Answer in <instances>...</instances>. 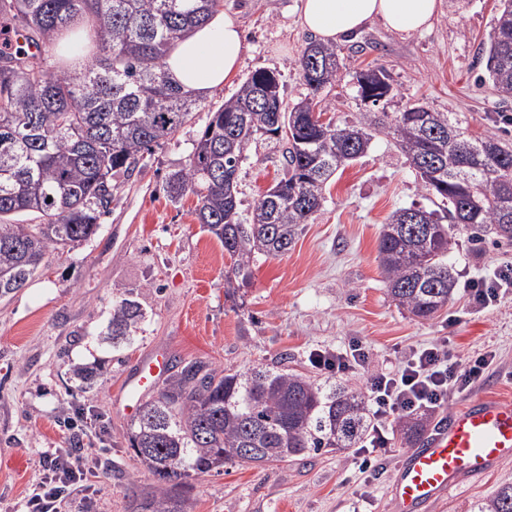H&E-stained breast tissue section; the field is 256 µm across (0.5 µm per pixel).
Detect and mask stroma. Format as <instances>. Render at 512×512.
Listing matches in <instances>:
<instances>
[{"mask_svg": "<svg viewBox=\"0 0 512 512\" xmlns=\"http://www.w3.org/2000/svg\"><path fill=\"white\" fill-rule=\"evenodd\" d=\"M499 0H442L432 27L409 36L378 23L339 44L343 68L327 105L336 123L361 113L396 114L415 104L460 119L469 132L512 143V98L488 81L481 50L489 43ZM298 0H224L244 36L231 82L202 99L193 120L119 179L97 236L72 253L50 252L27 285L0 299V512H26L25 503L48 474V455L79 448L95 475L79 484L68 512H132L154 492L153 477L128 449L126 432L143 396L126 387L142 362L168 356L176 374L201 361L211 369L263 365L319 383L336 375L314 368L311 352L361 343L367 370L345 376L369 390V375L392 372L409 350L444 341L454 362L484 352L495 364L446 409L424 416L432 432L469 400L494 395L512 401V293L487 308L474 305L466 280L512 264V242L486 235L472 244L453 228L449 261L458 284L435 318L409 315L390 298L381 273L378 238L400 207L432 209V197L396 147L378 134L369 150L323 190L321 209L282 256L256 255L245 276L227 285L231 259L195 215L197 198H171L166 180L187 168L211 111L236 93L252 71L282 76L285 103L307 93L298 60L310 34L297 22ZM387 71L391 94L378 106L361 100L356 71ZM287 140L256 137L238 171V200L249 216L262 193L283 177ZM128 298L142 317L129 340L113 343L112 307ZM95 371L90 389L77 373ZM388 448L308 452L266 466L228 463L196 477L186 512H394L391 486L413 444L400 428ZM371 469H363L364 460ZM512 483V458L480 480L455 485L428 512H471L478 500Z\"/></svg>", "mask_w": 512, "mask_h": 512, "instance_id": "35a3bbf8", "label": "stroma"}]
</instances>
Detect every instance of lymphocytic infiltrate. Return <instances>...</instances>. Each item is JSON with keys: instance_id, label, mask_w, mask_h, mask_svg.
Returning a JSON list of instances; mask_svg holds the SVG:
<instances>
[{"instance_id": "1", "label": "lymphocytic infiltrate", "mask_w": 512, "mask_h": 512, "mask_svg": "<svg viewBox=\"0 0 512 512\" xmlns=\"http://www.w3.org/2000/svg\"><path fill=\"white\" fill-rule=\"evenodd\" d=\"M494 354L484 353L466 366L453 363L446 344L411 350L400 369L370 378L372 427L365 438L372 448L389 445L390 423L419 411L442 408L453 393L469 391L490 369ZM51 472L28 501V512H59L72 486L86 478L89 469L73 448H58L50 455Z\"/></svg>"}]
</instances>
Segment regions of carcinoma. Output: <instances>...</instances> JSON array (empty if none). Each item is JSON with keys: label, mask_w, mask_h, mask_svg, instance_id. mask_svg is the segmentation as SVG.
Listing matches in <instances>:
<instances>
[{"label": "carcinoma", "mask_w": 512, "mask_h": 512, "mask_svg": "<svg viewBox=\"0 0 512 512\" xmlns=\"http://www.w3.org/2000/svg\"><path fill=\"white\" fill-rule=\"evenodd\" d=\"M224 0H0V34L19 41L0 47V299L21 288L49 249L73 251L94 237L100 218L143 154L194 117L199 99L162 69L164 55L191 30L205 26ZM95 48L81 68L59 60L49 71L42 49L81 38ZM307 94L284 105L281 75L255 69L237 92L211 112L188 167L172 173L168 193L190 190L197 220L232 260L227 282L255 256L282 255L322 204V186L360 158L375 134L393 135L448 223L424 211V230L412 231L410 208L395 210L380 232L378 253L389 294L410 315L430 319L455 287L448 255L452 226L483 241L489 231L512 241V145L474 138L444 112L413 105L389 117L365 112L351 124L322 119L340 78L338 50L316 40L299 59ZM488 79L512 97V0H500L486 49ZM381 99L389 87L382 67L356 74ZM288 141L287 174L255 204L248 223L239 213L237 173L256 134ZM38 224H19L23 213ZM142 316L122 299L112 308V336L130 335ZM131 423L134 457L159 493L137 512H184L194 476L227 462H286L308 451L355 448L370 426L365 397L343 384L256 367L217 374L201 361L185 365ZM474 512H512V484L479 501Z\"/></svg>", "instance_id": "carcinoma-1"}]
</instances>
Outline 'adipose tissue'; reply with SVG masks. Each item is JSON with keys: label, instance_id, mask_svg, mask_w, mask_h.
I'll return each mask as SVG.
<instances>
[{"label": "adipose tissue", "instance_id": "ef3b65f1", "mask_svg": "<svg viewBox=\"0 0 512 512\" xmlns=\"http://www.w3.org/2000/svg\"><path fill=\"white\" fill-rule=\"evenodd\" d=\"M441 0H300L303 27L326 44H337L368 23L410 35L428 29ZM244 37L227 12H215L208 24L179 41L164 57L163 69L197 97L211 93L237 73Z\"/></svg>", "mask_w": 512, "mask_h": 512}]
</instances>
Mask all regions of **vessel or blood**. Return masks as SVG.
Masks as SVG:
<instances>
[{
    "instance_id": "obj_1",
    "label": "vessel or blood",
    "mask_w": 512,
    "mask_h": 512,
    "mask_svg": "<svg viewBox=\"0 0 512 512\" xmlns=\"http://www.w3.org/2000/svg\"><path fill=\"white\" fill-rule=\"evenodd\" d=\"M512 458V402L471 400L410 452L393 486L396 512H424L455 483Z\"/></svg>"
}]
</instances>
